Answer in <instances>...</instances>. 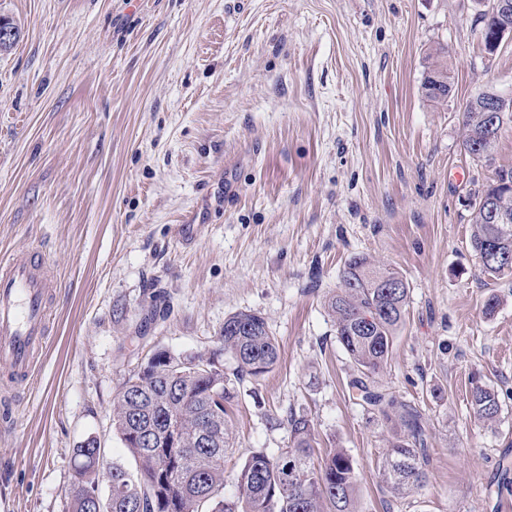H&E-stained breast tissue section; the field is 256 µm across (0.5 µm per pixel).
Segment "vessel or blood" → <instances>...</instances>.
<instances>
[{
	"mask_svg": "<svg viewBox=\"0 0 512 512\" xmlns=\"http://www.w3.org/2000/svg\"><path fill=\"white\" fill-rule=\"evenodd\" d=\"M57 288L40 246L0 258V371L12 387L27 385L47 344Z\"/></svg>",
	"mask_w": 512,
	"mask_h": 512,
	"instance_id": "obj_1",
	"label": "vessel or blood"
}]
</instances>
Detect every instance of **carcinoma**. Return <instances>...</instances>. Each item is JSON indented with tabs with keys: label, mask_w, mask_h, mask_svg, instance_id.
Segmentation results:
<instances>
[{
	"label": "carcinoma",
	"mask_w": 512,
	"mask_h": 512,
	"mask_svg": "<svg viewBox=\"0 0 512 512\" xmlns=\"http://www.w3.org/2000/svg\"><path fill=\"white\" fill-rule=\"evenodd\" d=\"M508 2L507 8L490 13L485 23L483 40L490 52L491 39L504 29L512 30V0ZM447 54L440 47L430 55L423 92L433 102L448 96ZM463 116L464 151L475 162H491L497 140L485 138L483 96L468 101ZM491 199L512 213V193L492 183L477 192L473 207L481 208ZM470 245L481 257L482 275L493 279L512 275V266L484 260L489 248L512 252V222L472 219ZM386 278L397 280L400 287H385ZM408 301L409 285L402 276L356 255L349 259L340 288L327 302L336 338L357 372L351 386L392 425L393 441L379 475L397 495L412 492L427 478L422 413L385 393L377 380L404 323ZM218 342L219 352L236 361L233 376L237 380L269 372L279 360L276 338L254 312L240 311L226 318ZM217 353L181 357L160 352L145 370L135 371L124 382L112 406V430L133 459L135 471L111 467L110 512H355L357 476L352 459L336 449L323 462H314L315 428L305 414L287 417L289 441L278 455L253 452L245 458L236 473V495L224 496L226 448H205L199 442L213 416L209 390L216 381L200 365L215 360ZM470 397L479 421H497L498 392L479 376L471 380ZM171 422L179 430L176 448L165 443V429ZM96 442L91 437L75 448L80 463L68 493V512H93L87 489L97 484L104 465Z\"/></svg>",
	"instance_id": "carcinoma-1"
}]
</instances>
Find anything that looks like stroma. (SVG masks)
Instances as JSON below:
<instances>
[{
  "mask_svg": "<svg viewBox=\"0 0 512 512\" xmlns=\"http://www.w3.org/2000/svg\"><path fill=\"white\" fill-rule=\"evenodd\" d=\"M478 0H0V255L36 243L58 288L36 381L0 415V512H66L74 450L112 430L123 382L156 350L209 354L225 319L262 316L277 365L234 383L224 494L254 451L315 424V459H353L356 512H497L512 498V275H481L474 194L512 166L462 149L466 103L512 97V37ZM448 49L450 90L422 93ZM364 254L410 286L379 378L426 417L427 480L393 496L390 425L360 405L327 310ZM497 297L494 314L485 303ZM499 394L478 421L471 377ZM498 1V0H494ZM510 2V5L502 1H498L502 7H507L506 9H498L496 12H491L487 18V21L483 30V40L486 49L489 52L495 51L498 47L493 49V44L491 43V39H493L498 32L504 29L512 30V0H506ZM509 30L501 31L498 35L496 44L499 45L505 36L506 33H511Z\"/></svg>",
  "mask_w": 512,
  "mask_h": 512,
  "instance_id": "35a3bbf8",
  "label": "stroma"
}]
</instances>
